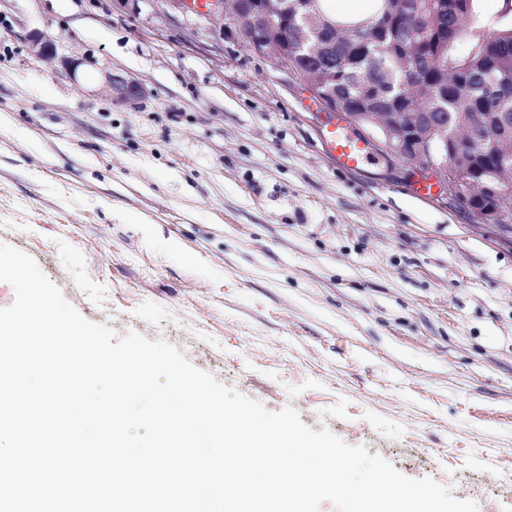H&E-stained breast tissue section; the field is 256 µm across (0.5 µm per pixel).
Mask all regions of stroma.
Wrapping results in <instances>:
<instances>
[{
    "label": "stroma",
    "instance_id": "1",
    "mask_svg": "<svg viewBox=\"0 0 512 512\" xmlns=\"http://www.w3.org/2000/svg\"><path fill=\"white\" fill-rule=\"evenodd\" d=\"M219 27L164 0H0V243L116 337L512 512V234L404 165L341 169L299 78ZM104 80L110 89L112 100L116 103L135 106L142 98V86L134 79L105 73Z\"/></svg>",
    "mask_w": 512,
    "mask_h": 512
}]
</instances>
